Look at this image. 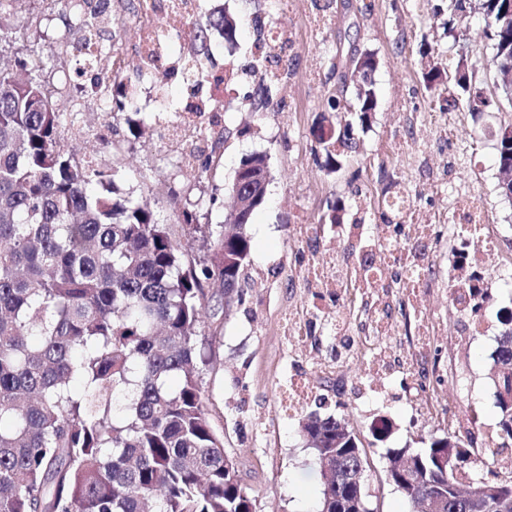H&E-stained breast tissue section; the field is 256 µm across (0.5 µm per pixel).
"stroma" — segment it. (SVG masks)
<instances>
[{"mask_svg":"<svg viewBox=\"0 0 512 512\" xmlns=\"http://www.w3.org/2000/svg\"><path fill=\"white\" fill-rule=\"evenodd\" d=\"M204 12L218 11L238 19L236 45L223 37L209 42L208 67L233 72L224 93L223 127L227 141L217 143L216 161L208 170H179L177 149L168 147L158 129L165 115L141 102L140 123L131 127L125 113L105 110L125 95L123 84L109 93L99 85L104 70L85 71L76 82L63 80L52 68L50 81L61 97L78 98L82 125L107 124L109 137L82 136L81 154L96 169L113 176L125 195L148 204L158 223L183 227L182 210L194 206L199 222L218 235L231 200L224 191L242 157L266 154L271 178L268 202L255 212L249 227L250 262L224 311V333L213 340L211 361L202 373V390L210 421L224 436L226 452L237 458L244 483L260 512H314L322 478L299 430V416L278 413L284 373L303 363L319 388L311 411L346 418L367 443L370 468L366 484L378 512H407L408 505L385 480L386 451L427 447L442 429L427 418L424 404L443 409L453 402L476 416L478 427L496 430L498 409L489 380L490 355L503 329L492 318L484 336H467L463 323L447 318L444 338L454 346L457 380L441 393L409 396L406 373L381 381L365 364L347 356L340 374L318 375L315 365L330 344L314 342L304 355L291 352L278 336L274 318L288 307L310 302L307 288L290 269L297 257H284L282 247L296 225L328 221L330 208L343 203L342 221L354 223L359 202H366V223L382 222L377 202L389 190L407 192L428 221L443 223L449 202L461 189L477 192L490 223L499 227L500 251L512 255V199L499 186L496 139L512 127V102L494 81L492 42L480 9L482 0H467L466 9L449 15L448 0H330L326 10L315 0H201ZM108 11L117 24L101 28L100 39L131 54L129 27L138 0H85L82 12ZM274 24L291 45L284 58L287 78L272 81V106L252 111L245 95L274 66L258 60L252 46L259 21ZM10 21L24 32L42 58L57 43L74 38L77 14L49 0H14ZM374 53L377 109L356 130V146L343 167L328 172L325 151L314 137L318 127L343 130L356 121L353 71L358 56ZM438 63L443 80L428 84L424 72ZM473 64V87L490 100L474 114L456 105L453 75L461 63ZM339 97L341 111L328 108ZM387 420L384 440H374L373 422Z\"/></svg>","mask_w":512,"mask_h":512,"instance_id":"obj_1","label":"stroma"}]
</instances>
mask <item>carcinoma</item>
Instances as JSON below:
<instances>
[{
	"label": "carcinoma",
	"instance_id": "1",
	"mask_svg": "<svg viewBox=\"0 0 512 512\" xmlns=\"http://www.w3.org/2000/svg\"><path fill=\"white\" fill-rule=\"evenodd\" d=\"M493 64L512 68V0H483ZM197 59L212 32L229 42L237 21L191 19ZM21 77L0 69V512H252L254 498L224 472V437L205 409L201 324L216 319L208 286L233 287L251 251L236 220L189 258L172 226L121 195L105 172L59 146L67 102L27 61ZM471 112L488 106L455 72ZM360 120L376 107L373 86L355 87ZM261 83L252 109H268ZM316 139L331 169L352 149L351 128ZM498 166H512V129L497 138ZM492 352L497 438L512 440V316ZM322 473L320 502L336 496V458L358 464L362 441L348 423L317 412L300 423ZM452 431L427 448L389 450L386 471L410 458L413 482L392 484L419 512L427 496L444 512H501L512 471L454 477L479 448ZM484 487L470 500L462 485Z\"/></svg>",
	"mask_w": 512,
	"mask_h": 512
}]
</instances>
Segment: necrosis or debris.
Listing matches in <instances>:
<instances>
[{
	"mask_svg": "<svg viewBox=\"0 0 512 512\" xmlns=\"http://www.w3.org/2000/svg\"><path fill=\"white\" fill-rule=\"evenodd\" d=\"M140 19L134 29L135 67L142 82L153 85L155 101H169L166 76L174 42H192L195 32L191 18L201 9L200 0H140ZM228 73L209 75L210 91L204 98L182 102L181 121L168 127L167 141L176 146L186 138L198 135L191 115L195 112H219L223 109L224 87L231 81ZM472 190L457 194L452 200L453 221L449 224H340L335 235H328L325 225L302 224L294 233L296 241L320 244L333 238L342 244L346 258L337 261L334 248L315 250L296 273L305 287L315 293L328 311L320 320L302 310L292 308L277 322L280 335L289 346L304 350L312 329L342 340L355 357L370 365L381 378L394 369L414 371L427 353L443 348V321L423 309L422 298L438 285V267H446L448 311L464 321L467 335L484 336L490 329L488 314L498 310L508 315L511 310L497 305L493 283L486 277V261L493 258L505 267L512 257L497 251V230L489 224L483 210L475 202ZM386 269L396 276L404 302L422 313L417 340L402 354L386 347V340L408 335L405 323L391 313L386 286L376 279L374 269ZM366 306V318L357 321L354 301Z\"/></svg>",
	"mask_w": 512,
	"mask_h": 512,
	"instance_id": "obj_1",
	"label": "necrosis or debris"
}]
</instances>
